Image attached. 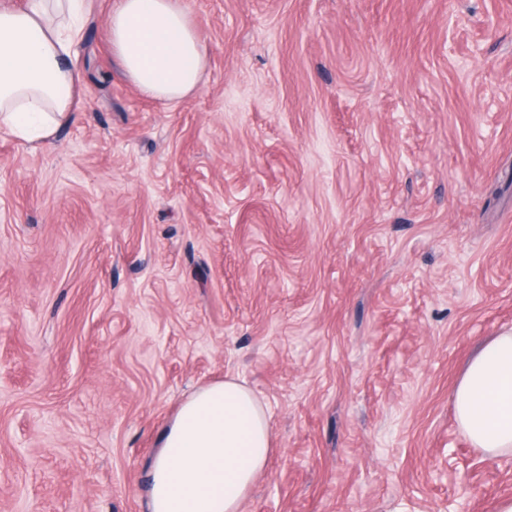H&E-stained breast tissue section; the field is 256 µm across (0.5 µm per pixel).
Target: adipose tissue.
Here are the masks:
<instances>
[{"mask_svg":"<svg viewBox=\"0 0 512 512\" xmlns=\"http://www.w3.org/2000/svg\"><path fill=\"white\" fill-rule=\"evenodd\" d=\"M84 0H26L0 8V130L48 142L81 88L76 50ZM110 44L124 73L174 107L197 89L206 50L181 0H116ZM457 421L474 447L512 452V330L486 342L454 391ZM273 451L267 414L233 379L199 388L164 426L151 468L150 512H240Z\"/></svg>","mask_w":512,"mask_h":512,"instance_id":"adipose-tissue-1","label":"adipose tissue"}]
</instances>
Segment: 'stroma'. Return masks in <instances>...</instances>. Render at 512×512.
<instances>
[{"instance_id": "1", "label": "stroma", "mask_w": 512, "mask_h": 512, "mask_svg": "<svg viewBox=\"0 0 512 512\" xmlns=\"http://www.w3.org/2000/svg\"><path fill=\"white\" fill-rule=\"evenodd\" d=\"M171 108L87 0L83 96L0 134V512H147L227 377L275 451L242 512H494L454 390L512 329V0H182Z\"/></svg>"}]
</instances>
